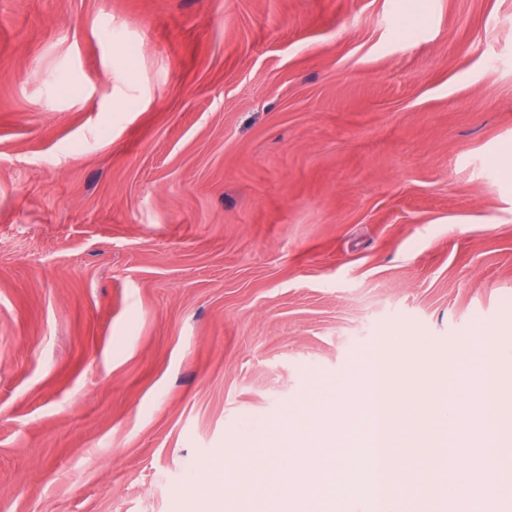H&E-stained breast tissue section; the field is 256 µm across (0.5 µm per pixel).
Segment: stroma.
Listing matches in <instances>:
<instances>
[{
	"mask_svg": "<svg viewBox=\"0 0 512 512\" xmlns=\"http://www.w3.org/2000/svg\"><path fill=\"white\" fill-rule=\"evenodd\" d=\"M508 147L512 0H0V512H190L375 349L511 389ZM224 470L220 467L211 469L205 483L201 487L199 496L200 507L206 511L198 512H222L224 511Z\"/></svg>",
	"mask_w": 512,
	"mask_h": 512,
	"instance_id": "35a3bbf8",
	"label": "stroma"
}]
</instances>
